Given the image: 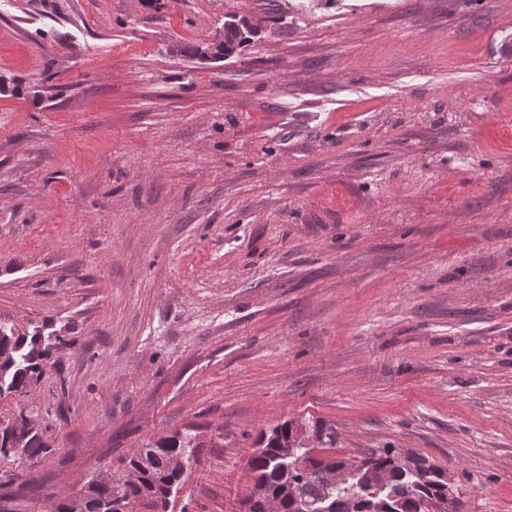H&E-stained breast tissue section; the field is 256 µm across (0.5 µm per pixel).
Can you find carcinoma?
Wrapping results in <instances>:
<instances>
[{
    "mask_svg": "<svg viewBox=\"0 0 512 512\" xmlns=\"http://www.w3.org/2000/svg\"><path fill=\"white\" fill-rule=\"evenodd\" d=\"M247 39L248 31L226 27L224 39L217 45H197L190 53L197 57L208 50L212 57L226 58ZM51 350L52 344L36 333L20 335L14 328L0 325V394L27 395L43 375ZM291 424L287 420L260 435V448L249 458L254 488L275 503L277 512H306L304 504L318 503L328 496L336 503L335 512H423L425 500L446 495L448 480L443 474L412 475L400 471L395 464L394 448H376L365 460L370 470L388 474L383 491H362L356 496L350 483L331 491L326 474L349 459H315L311 457L312 449L303 444L292 450L282 447V442L288 440ZM313 431L320 444H336L333 424L317 419ZM192 441L193 438L177 433L151 441L123 461L124 469L114 471L111 483H101L94 475L79 495L56 501L53 512H120L118 506L136 502L165 512L171 487L180 484L185 474L183 470L169 468V461L177 457L190 461ZM14 444L21 445L30 459L49 449L37 428L24 417L19 424L0 425V454H9V447ZM127 470L139 471L142 477L137 482L126 481L123 474Z\"/></svg>",
    "mask_w": 512,
    "mask_h": 512,
    "instance_id": "cac0c4a2",
    "label": "carcinoma"
}]
</instances>
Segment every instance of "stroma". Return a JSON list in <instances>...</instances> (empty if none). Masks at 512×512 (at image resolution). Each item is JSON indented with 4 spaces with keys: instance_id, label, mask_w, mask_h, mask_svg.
I'll return each mask as SVG.
<instances>
[{
    "instance_id": "stroma-1",
    "label": "stroma",
    "mask_w": 512,
    "mask_h": 512,
    "mask_svg": "<svg viewBox=\"0 0 512 512\" xmlns=\"http://www.w3.org/2000/svg\"><path fill=\"white\" fill-rule=\"evenodd\" d=\"M0 323L58 362L0 512L178 431L167 512H243L318 418L512 512V0H0ZM250 32L251 31H243L232 27H225L224 25V39L221 40L217 45H197L190 49V53L193 57H201L203 52L210 50L211 57L226 58L234 54L237 48L242 46V44L247 41V34Z\"/></svg>"
}]
</instances>
